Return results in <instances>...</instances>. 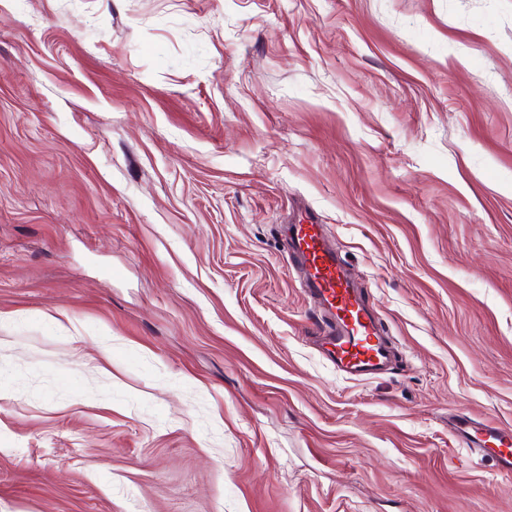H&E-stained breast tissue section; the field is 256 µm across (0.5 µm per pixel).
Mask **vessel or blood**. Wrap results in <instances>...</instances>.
<instances>
[{
	"mask_svg": "<svg viewBox=\"0 0 512 512\" xmlns=\"http://www.w3.org/2000/svg\"><path fill=\"white\" fill-rule=\"evenodd\" d=\"M290 250L304 272V288L317 297L330 317L334 332L324 339V350L337 368L351 375L382 370L390 354L377 326L365 309L344 265L329 246L317 223L287 227ZM451 428L480 451L493 455L496 465L512 473V428L456 417Z\"/></svg>",
	"mask_w": 512,
	"mask_h": 512,
	"instance_id": "obj_1",
	"label": "vessel or blood"
}]
</instances>
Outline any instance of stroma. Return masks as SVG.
Listing matches in <instances>:
<instances>
[{
    "label": "stroma",
    "mask_w": 512,
    "mask_h": 512,
    "mask_svg": "<svg viewBox=\"0 0 512 512\" xmlns=\"http://www.w3.org/2000/svg\"><path fill=\"white\" fill-rule=\"evenodd\" d=\"M457 413L512 427V0H0V512H512ZM290 250L304 272L303 287L317 297L334 324L324 350L336 367L351 375L376 374L390 354L363 306L347 269L329 246L322 224H289Z\"/></svg>",
    "instance_id": "obj_1"
}]
</instances>
